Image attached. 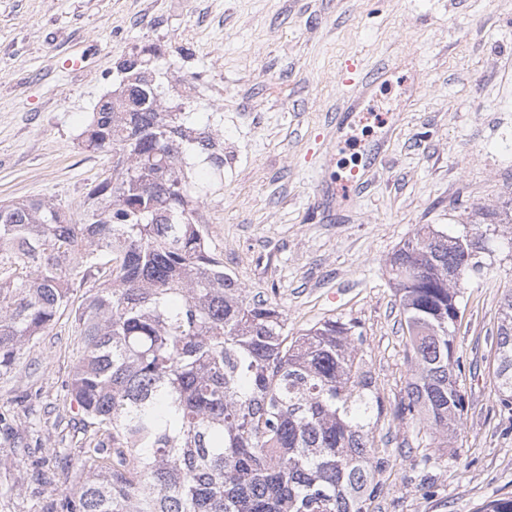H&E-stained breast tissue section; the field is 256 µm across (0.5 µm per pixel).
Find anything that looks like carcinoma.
<instances>
[{
  "label": "carcinoma",
  "mask_w": 512,
  "mask_h": 512,
  "mask_svg": "<svg viewBox=\"0 0 512 512\" xmlns=\"http://www.w3.org/2000/svg\"><path fill=\"white\" fill-rule=\"evenodd\" d=\"M142 48L119 63L124 97L80 134L112 154L76 220L52 201L0 204V376L62 315L79 357L67 392L83 414L90 477L62 512H369L388 464L371 418L385 413L356 324L325 319L288 337L275 300L249 296L196 219L191 154L218 166L212 136L174 112ZM512 203L493 224H422L390 281L411 374L397 413L449 446L467 409L457 329L473 278L512 253ZM86 287L75 302L74 284ZM493 375L512 412V289L502 291Z\"/></svg>",
  "instance_id": "1"
}]
</instances>
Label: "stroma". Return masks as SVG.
<instances>
[{
    "label": "stroma",
    "instance_id": "stroma-1",
    "mask_svg": "<svg viewBox=\"0 0 512 512\" xmlns=\"http://www.w3.org/2000/svg\"><path fill=\"white\" fill-rule=\"evenodd\" d=\"M151 44L187 50L161 76L165 97L224 158H195L187 175L205 187L196 217L225 270L274 298L289 333L339 318L363 334L387 407L374 440L389 465L371 512H477L512 496V415L492 379L512 257L496 252L495 281L464 290L468 408L444 450L395 414L411 363L386 273L416 225L491 223L512 199V0H0V203L45 198L81 215L112 157L79 134L118 63ZM75 54L79 72L64 67ZM381 64L398 75L337 127L348 66ZM355 167L364 192L330 199ZM76 338L61 318L0 376V512H57L87 478L65 388Z\"/></svg>",
    "mask_w": 512,
    "mask_h": 512
}]
</instances>
